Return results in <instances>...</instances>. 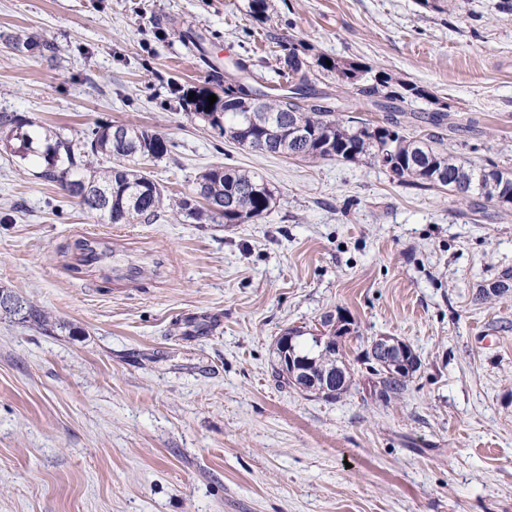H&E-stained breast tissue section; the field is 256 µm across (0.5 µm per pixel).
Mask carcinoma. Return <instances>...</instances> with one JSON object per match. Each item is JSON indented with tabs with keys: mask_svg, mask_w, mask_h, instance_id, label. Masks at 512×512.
I'll use <instances>...</instances> for the list:
<instances>
[{
	"mask_svg": "<svg viewBox=\"0 0 512 512\" xmlns=\"http://www.w3.org/2000/svg\"><path fill=\"white\" fill-rule=\"evenodd\" d=\"M313 52V46L298 39L288 43L287 71L282 78L289 87L269 86L267 90L254 88L250 83L229 77L224 81L217 101L208 105L207 97L213 90L202 88L185 100L188 115L207 121L221 131L225 138L255 151L282 154L316 162L336 160L361 161L386 173L390 182L420 190H445L462 203L474 206L471 213H480L474 199H483L502 208L512 206V169L490 162L477 165L454 151L442 147L436 135L404 132L407 113L402 103L426 99L435 105L426 123L441 126L448 120L446 104L427 89L393 78L354 60H331ZM331 73L342 85H354L368 103L383 113L379 122L356 121L344 114L341 105H323L324 99L313 87V77ZM255 100L250 110L251 127L241 124L239 106ZM124 140L112 137V126L96 125L83 139H72L48 128L27 133L14 131V121L0 115V132L19 142L18 157L24 160L33 154L41 158L44 168L40 177L56 183L67 195H73L74 183L85 184L93 190L108 194L107 203L89 198L78 201L88 212L109 224H151L162 217L166 208H174L196 221L208 218L212 223L248 224L265 217L276 203V188L254 174L233 167L216 166L196 177L194 191L201 194V203L185 199L165 201L164 187L152 178L149 165L163 159L170 142L157 132L140 126L123 125ZM102 160L99 167L91 166V159ZM512 290V269L499 274L497 280L479 290V299L501 297ZM18 307L3 311L23 315L26 321L41 325L45 315L14 298ZM322 326L329 329V339L311 343H296L312 359L310 370L314 375L336 367L340 381L336 392L325 395L335 399L353 384V373L345 364V339L351 334V322L340 317L324 318ZM366 360L376 376V401L389 404L400 398L407 389V381L420 365L401 372L392 364H382L366 353Z\"/></svg>",
	"mask_w": 512,
	"mask_h": 512,
	"instance_id": "cac0c4a2",
	"label": "carcinoma"
}]
</instances>
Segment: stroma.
Instances as JSON below:
<instances>
[{
    "label": "stroma",
    "instance_id": "stroma-1",
    "mask_svg": "<svg viewBox=\"0 0 512 512\" xmlns=\"http://www.w3.org/2000/svg\"><path fill=\"white\" fill-rule=\"evenodd\" d=\"M505 0H0V114L83 138L98 124L165 135L153 166L189 196L214 165L277 190L254 224H105L0 139V289L45 328L0 315V512H512V210L473 219L448 192L362 162L232 145L188 117L187 88L245 67L278 81L288 39L427 88L476 164L512 169V10ZM35 35L13 52L9 41ZM89 232L132 279L73 272ZM350 319L349 391L302 392L277 341ZM421 360L403 398L373 395L365 353Z\"/></svg>",
    "mask_w": 512,
    "mask_h": 512
}]
</instances>
